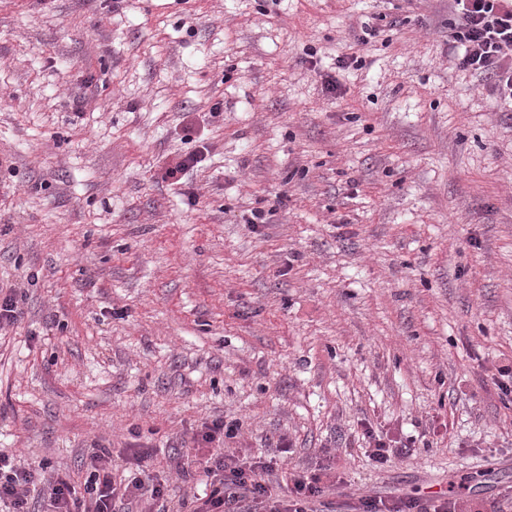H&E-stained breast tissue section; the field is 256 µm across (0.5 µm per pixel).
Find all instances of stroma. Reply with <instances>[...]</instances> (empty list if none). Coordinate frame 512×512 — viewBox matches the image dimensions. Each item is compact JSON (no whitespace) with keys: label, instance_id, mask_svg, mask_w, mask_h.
I'll use <instances>...</instances> for the list:
<instances>
[{"label":"stroma","instance_id":"stroma-1","mask_svg":"<svg viewBox=\"0 0 512 512\" xmlns=\"http://www.w3.org/2000/svg\"><path fill=\"white\" fill-rule=\"evenodd\" d=\"M449 16L0 0V287L23 310L0 331V450L70 474L145 450L199 496L172 463L221 419L225 452L283 456L280 485L332 462L328 504L512 512V113L455 67ZM201 149L183 188L158 178ZM371 430L413 454L375 466ZM480 507L476 509V506L468 505L462 499L447 494L429 499L362 496L357 502H344L338 505L336 512H499L495 505H490L491 510L484 506Z\"/></svg>","mask_w":512,"mask_h":512}]
</instances>
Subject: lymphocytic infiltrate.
<instances>
[{"mask_svg":"<svg viewBox=\"0 0 512 512\" xmlns=\"http://www.w3.org/2000/svg\"><path fill=\"white\" fill-rule=\"evenodd\" d=\"M448 42L457 51L459 69L490 78L493 95L512 109V0H450ZM235 424L214 420L203 424L195 440L210 446L206 456L181 455L182 477L205 476L210 492L194 512H319L317 505L338 482L331 466L317 472H294L285 494L272 493L267 478L278 467L275 457H239L219 452L232 437ZM88 476L76 484L70 476L42 477L16 457L0 452V506L5 512H30L29 502L39 498L42 512H116L120 503L142 502L157 512H184L185 496L156 480L149 454L134 451L127 460L123 482L112 478V454L93 449L84 460ZM343 512H487L462 499L441 495L415 497L363 496L342 503Z\"/></svg>","mask_w":512,"mask_h":512,"instance_id":"f902f5d3","label":"lymphocytic infiltrate"}]
</instances>
